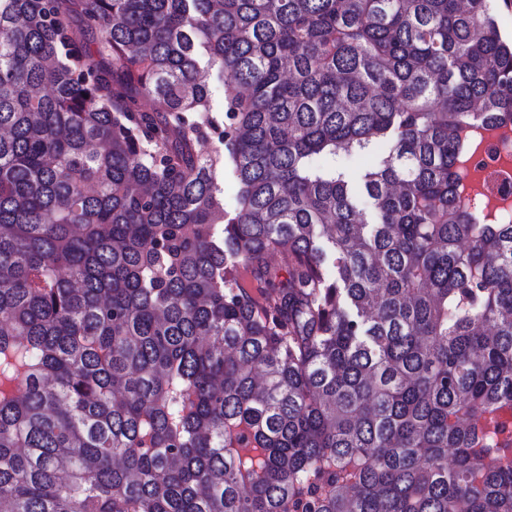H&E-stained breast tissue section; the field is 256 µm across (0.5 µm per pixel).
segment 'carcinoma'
<instances>
[{"instance_id": "obj_1", "label": "carcinoma", "mask_w": 512, "mask_h": 512, "mask_svg": "<svg viewBox=\"0 0 512 512\" xmlns=\"http://www.w3.org/2000/svg\"><path fill=\"white\" fill-rule=\"evenodd\" d=\"M503 9L0 0V512H512ZM493 147L497 157L495 160L486 159L488 169L496 173L499 183L506 181L507 187L510 189L512 186V144L496 143Z\"/></svg>"}]
</instances>
